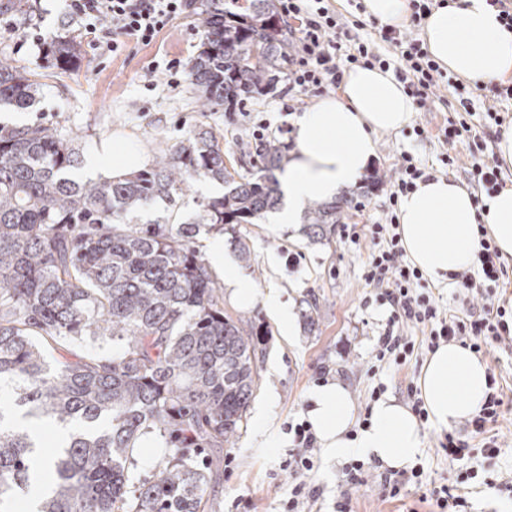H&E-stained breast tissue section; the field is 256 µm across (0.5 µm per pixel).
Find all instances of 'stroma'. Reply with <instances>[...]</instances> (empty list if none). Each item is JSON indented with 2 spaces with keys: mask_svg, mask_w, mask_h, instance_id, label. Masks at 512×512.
I'll return each instance as SVG.
<instances>
[{
  "mask_svg": "<svg viewBox=\"0 0 512 512\" xmlns=\"http://www.w3.org/2000/svg\"><path fill=\"white\" fill-rule=\"evenodd\" d=\"M16 2L0 0V61L41 73L42 99L36 112H0L1 123L57 121L77 132L81 155L120 137L139 145L152 161L192 132L211 131L223 138L224 162L232 175H258L256 143L241 128L236 114L227 113L221 103L203 104L189 84L172 88L162 80L160 68L168 61L177 60L183 69L191 68L204 37L205 0H195L192 12L166 28L149 46L115 58L97 57L90 46H83L76 66L65 73L47 65L46 48L51 39L72 32L67 0H26L23 11L17 9ZM21 33L33 35V42L18 46ZM149 80L156 81L155 90L145 89ZM287 84V73H279L271 90L245 104L257 119L266 120L268 140L285 153L293 147L288 127L313 104L309 98L298 103L288 100L284 94ZM451 111L444 102H435L430 111L415 112L412 122L400 132L379 140L371 171L359 186L344 192L351 202L344 223L368 224L382 216L388 205L383 186L397 168L401 152H411L423 165L441 169L440 158L447 146L437 133ZM212 184V179H197L190 183L181 207L173 209L159 202L131 213L130 220L135 224L158 219L173 224L193 222L200 203L214 199ZM358 202L364 203L363 211L355 210ZM274 217V212H267L256 223L238 225L235 235L222 237L225 255L232 259L239 255V242L249 245L252 264L240 267L239 274L260 298L249 308L228 299L224 309L232 317L260 324L266 334L261 339L260 387L239 438L223 452L228 463L219 469L205 512H231V504L239 496L249 499L252 512H278L288 484L287 473L280 469L292 446L288 426L306 419L308 397L321 368H329V381H340L350 390L361 411L374 388H383L385 396L400 398L401 387L418 381L427 359L422 353L406 365L389 364L377 374H369L378 336L389 316L388 308L364 285L369 241L354 245L337 231L314 238L307 224L292 228L277 224ZM272 289L294 312L293 336H283L261 301ZM483 360L504 390L497 421L483 434L474 433L467 422L446 432L423 423V445L414 460L423 469L421 486L387 501L371 488L352 489L354 512H434L431 503L422 501L423 491L455 485L458 475L467 471L473 474V490L463 512H512V491L503 486L512 479V347L494 346ZM269 400L274 403L272 423L263 429L255 421L254 410ZM448 433L466 439L476 448V455L453 460L439 452L438 441ZM490 440L497 442L499 454L492 458L479 455V448Z\"/></svg>",
  "mask_w": 512,
  "mask_h": 512,
  "instance_id": "obj_1",
  "label": "stroma"
}]
</instances>
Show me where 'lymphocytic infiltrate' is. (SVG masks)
Returning <instances> with one entry per match:
<instances>
[{
	"label": "lymphocytic infiltrate",
	"mask_w": 512,
	"mask_h": 512,
	"mask_svg": "<svg viewBox=\"0 0 512 512\" xmlns=\"http://www.w3.org/2000/svg\"><path fill=\"white\" fill-rule=\"evenodd\" d=\"M279 12L298 27L292 42L288 77L290 100L320 96L336 90L344 68L353 65L394 69L397 79L413 98L417 109L428 111L445 79L440 65L432 59L419 32L430 15L433 0H410L408 25L379 28L378 40L358 35L364 23L337 13L330 0H278ZM193 0H71L69 19L101 56L124 53L131 46L152 44L174 20L190 13ZM453 97L462 117L447 120L440 134L444 143L455 146L465 139L489 135L502 126L505 118L497 107L501 98L512 99V84L495 90L494 101L475 105L473 93L463 84L453 87ZM431 175L409 152H402L394 177L387 185L389 206L383 216L356 228L342 225L341 235L352 244L366 239L373 249L365 265L363 279L372 288L390 315L380 334L374 359L400 363L415 350L435 351L440 344L469 343L474 352H486L493 345H512V310L498 296L505 276L501 254L490 238H482L473 268L454 273L459 288V307L442 308L423 290V275L406 260L398 231L396 206L401 196L416 188L417 181ZM413 324L420 339L405 334ZM294 448L283 467L288 487L280 499V512H313L320 500V489L309 480L314 468L316 438L309 422L292 425ZM421 470L379 471L377 466L356 463L345 470L346 490L336 501V512H352L351 488L377 486L384 499L400 497L407 487L421 483Z\"/></svg>",
	"instance_id": "1"
}]
</instances>
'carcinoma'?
Instances as JSON below:
<instances>
[{
  "instance_id": "cac0c4a2",
  "label": "carcinoma",
  "mask_w": 512,
  "mask_h": 512,
  "mask_svg": "<svg viewBox=\"0 0 512 512\" xmlns=\"http://www.w3.org/2000/svg\"><path fill=\"white\" fill-rule=\"evenodd\" d=\"M189 81L206 102L249 98L270 88L288 60L272 0L247 12L213 4ZM80 42L47 50L55 68L77 63ZM41 74L0 62V110L34 111ZM257 177L199 204L189 224H130L157 201L175 207L190 181L229 182L211 131L192 133L134 177L77 182L76 137L57 123L0 125V507L32 484L48 490L41 512H203L208 458L230 448L259 389L258 327L224 313L220 284L193 246L197 225L233 232L280 201V162L270 142L256 149ZM344 202H310L306 223L323 235L342 223ZM58 351L49 364L32 336ZM82 336L123 343L110 360L72 353ZM76 425L56 455L10 426L15 411ZM172 448L150 478L129 483L139 439Z\"/></svg>"
}]
</instances>
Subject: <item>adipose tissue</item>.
I'll list each match as a JSON object with an SVG mask.
<instances>
[{
  "label": "adipose tissue",
  "mask_w": 512,
  "mask_h": 512,
  "mask_svg": "<svg viewBox=\"0 0 512 512\" xmlns=\"http://www.w3.org/2000/svg\"><path fill=\"white\" fill-rule=\"evenodd\" d=\"M422 37L428 50L449 73L473 85L512 76V31L500 24L486 0H453L435 8ZM414 103L392 71L356 67L345 71L338 96L317 101L294 121V146L280 175L288 190L284 224L298 221L302 206L325 200L357 185L366 175L379 139L406 127ZM146 155L129 141L103 143L89 155L88 171L119 179L138 170ZM399 231L410 261L434 282L444 284L452 272L471 268L480 249L477 225H485L502 256H512V188L484 205H476L468 189L435 176L418 182L399 209ZM212 263L224 275V286L242 307L264 301L284 330L291 315L276 292L257 298L231 260L223 241L211 245ZM420 396L431 422L440 428L471 419L488 390L485 362L456 343L440 345L427 357L419 379ZM309 420L327 460L359 455L392 469L406 467L422 444L421 429L411 408L393 398L376 402L369 426L355 430L356 405L340 382L313 389Z\"/></svg>",
  "instance_id": "obj_1"
}]
</instances>
